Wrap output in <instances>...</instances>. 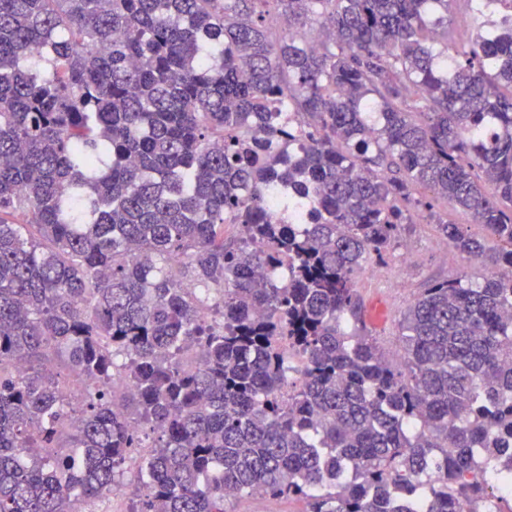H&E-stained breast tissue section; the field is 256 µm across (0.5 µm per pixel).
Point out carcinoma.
Listing matches in <instances>:
<instances>
[{
    "label": "carcinoma",
    "instance_id": "cac0c4a2",
    "mask_svg": "<svg viewBox=\"0 0 512 512\" xmlns=\"http://www.w3.org/2000/svg\"><path fill=\"white\" fill-rule=\"evenodd\" d=\"M452 2L0 0V512L108 498L146 429L132 512H512V0L462 50ZM421 188L487 273L394 364L355 277ZM432 203L434 205V211L438 212L445 221L448 220V222L454 224H463L464 228L469 233L478 237L486 234V229L483 225L472 224L471 217L467 213L455 208L448 203V201L444 199H432ZM243 509L248 512H304L305 502L299 497H273L262 493H244L224 501L225 512Z\"/></svg>",
    "mask_w": 512,
    "mask_h": 512
}]
</instances>
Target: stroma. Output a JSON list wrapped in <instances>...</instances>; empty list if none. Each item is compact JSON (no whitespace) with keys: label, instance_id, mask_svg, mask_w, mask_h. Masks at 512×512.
<instances>
[{"label":"stroma","instance_id":"stroma-1","mask_svg":"<svg viewBox=\"0 0 512 512\" xmlns=\"http://www.w3.org/2000/svg\"><path fill=\"white\" fill-rule=\"evenodd\" d=\"M427 211L415 213L405 225L396 246L384 261L368 260L357 275V288L363 303L364 319L373 336L390 359H397L401 340L398 322L402 313L435 280L466 276L481 278L485 270L475 261L462 257L429 224ZM411 253L405 261L403 253ZM299 497H273L262 493L243 494L226 499L224 512H304Z\"/></svg>","mask_w":512,"mask_h":512}]
</instances>
